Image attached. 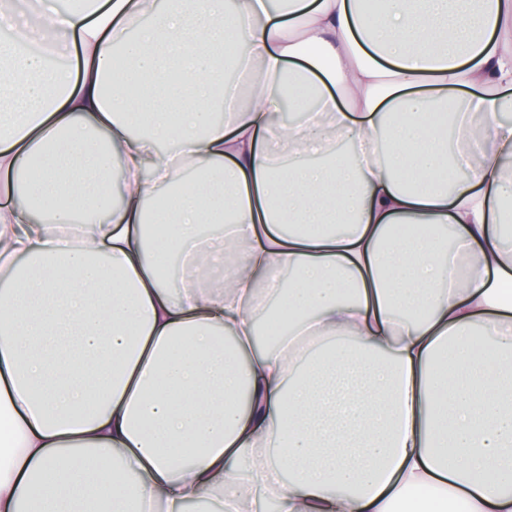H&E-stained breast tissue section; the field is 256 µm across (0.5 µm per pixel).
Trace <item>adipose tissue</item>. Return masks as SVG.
<instances>
[{
	"mask_svg": "<svg viewBox=\"0 0 512 512\" xmlns=\"http://www.w3.org/2000/svg\"><path fill=\"white\" fill-rule=\"evenodd\" d=\"M0 32V512H512V0H36Z\"/></svg>",
	"mask_w": 512,
	"mask_h": 512,
	"instance_id": "obj_1",
	"label": "adipose tissue"
}]
</instances>
